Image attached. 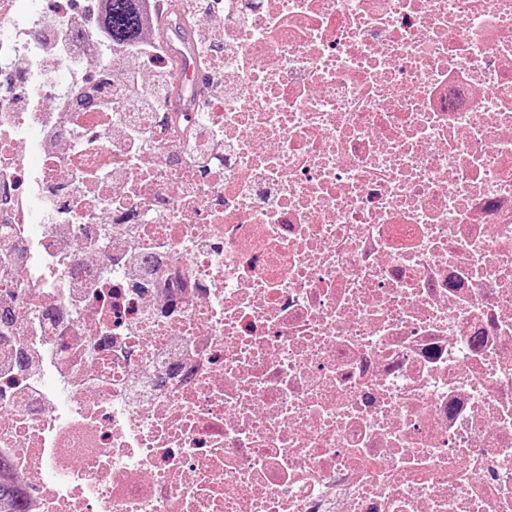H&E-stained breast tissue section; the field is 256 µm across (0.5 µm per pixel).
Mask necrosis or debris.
<instances>
[{"label":"necrosis or debris","mask_w":512,"mask_h":512,"mask_svg":"<svg viewBox=\"0 0 512 512\" xmlns=\"http://www.w3.org/2000/svg\"><path fill=\"white\" fill-rule=\"evenodd\" d=\"M88 2L0 0L15 512H512V0H183L195 112ZM197 53L200 57L201 62H210L211 60H217L219 55L213 54L212 44L203 46L201 43L196 44ZM204 64V63H203ZM204 66L208 69L210 77L206 71L200 66V63H194V77L192 83L189 85L191 95L196 97H205L211 90L215 92L217 89L218 78L215 74L220 71V68H208L206 64ZM211 81V84H210ZM212 86V89H211Z\"/></svg>","instance_id":"4bbe7bcc"}]
</instances>
